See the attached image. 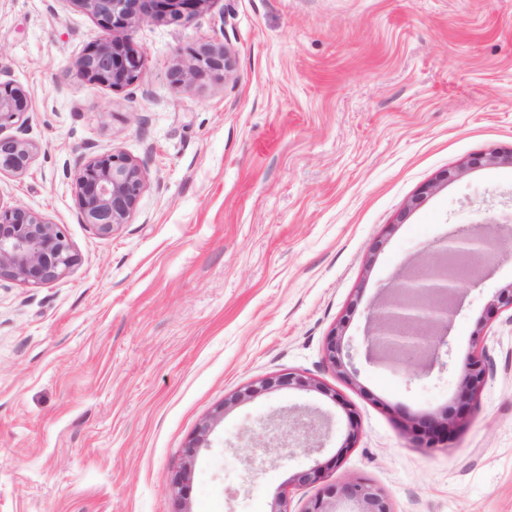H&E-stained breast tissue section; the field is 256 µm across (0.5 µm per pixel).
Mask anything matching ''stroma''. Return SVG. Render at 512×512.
I'll return each instance as SVG.
<instances>
[{"mask_svg":"<svg viewBox=\"0 0 512 512\" xmlns=\"http://www.w3.org/2000/svg\"><path fill=\"white\" fill-rule=\"evenodd\" d=\"M100 33L63 0H0V73L32 102L1 131L34 144L0 202L60 225L79 261L48 284L0 280V512H303L313 459L246 472L234 442L259 418L308 404L330 413V471L366 478L393 512H512V284L493 259L453 320V358L487 376L449 448L419 447L393 413L454 405L452 368L416 378L369 362L368 309L424 246L469 224L485 200L512 206V167L472 169L422 202L418 188L467 158L512 150V0H212L186 25L148 21L124 89L78 79ZM226 48L225 79L174 89L189 49ZM121 151L146 187L128 224L101 236L75 193L85 159ZM342 330L355 377L324 358ZM296 372L321 391L274 389L224 409L251 383ZM341 397L333 402L325 389ZM218 422L194 460L199 424Z\"/></svg>","mask_w":512,"mask_h":512,"instance_id":"35a3bbf8","label":"stroma"}]
</instances>
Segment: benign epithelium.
Here are the masks:
<instances>
[{
	"label": "benign epithelium",
	"instance_id": "benign-epithelium-1",
	"mask_svg": "<svg viewBox=\"0 0 512 512\" xmlns=\"http://www.w3.org/2000/svg\"><path fill=\"white\" fill-rule=\"evenodd\" d=\"M211 0H64L89 14L101 34L83 49L74 62L76 76L93 86L120 90L138 81L145 55L130 37L139 23L166 21L191 22ZM231 68L223 47L202 46L188 52V60L172 73L174 88L180 89L205 79H222ZM31 100L13 81L0 79V131L17 124L31 111ZM35 148L20 136L0 137V173L26 172L34 159ZM509 164L512 151L480 153L467 159L454 171H446L422 185L413 204L433 194L440 183L456 178L466 169ZM146 187L143 166L123 152L91 157L80 164L76 178V199L81 221L99 235H110L128 223ZM496 225L498 233L512 226V213L498 219L484 217L469 225H458L429 244L423 253L427 261L407 265L395 279L383 286L377 301L369 308L362 340L366 358L398 365L414 358L411 373L428 375L447 362L448 336L454 316L461 308L465 288L478 282L486 259L499 252L498 237L487 232ZM78 257L59 225L18 205L0 203V279L8 278L35 284H48L77 264ZM512 308V285L501 289L489 302V309ZM325 358L334 368H345L343 346L338 332L329 336ZM459 376L455 405L436 413L403 418V430L413 434L421 448L430 451L449 445L462 431L472 406L481 391L486 366L475 353L454 362ZM276 388L316 390L334 402L336 394L295 372L261 379L224 401V406L198 428L186 446V457L193 459L197 449L208 447L214 424L228 407ZM349 423L345 442L325 460L318 459L329 437L330 420L317 408L293 407L273 412L258 421V429L247 430L243 441L245 463L250 470L270 460L271 448L288 436V447L301 448L314 457L313 465L295 472L289 482L317 485L319 490L304 512H340L338 506L350 503V512H392L388 497L362 477L328 483L330 470L338 467L343 455L358 435L356 413L342 405Z\"/></svg>",
	"mask_w": 512,
	"mask_h": 512
}]
</instances>
